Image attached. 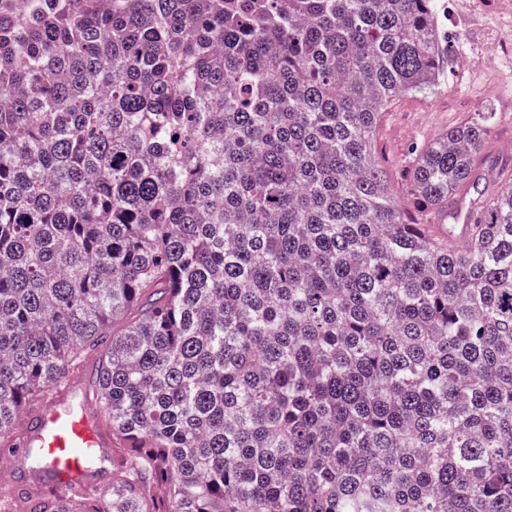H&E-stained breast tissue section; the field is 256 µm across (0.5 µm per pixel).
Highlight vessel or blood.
Returning <instances> with one entry per match:
<instances>
[{
	"mask_svg": "<svg viewBox=\"0 0 512 512\" xmlns=\"http://www.w3.org/2000/svg\"><path fill=\"white\" fill-rule=\"evenodd\" d=\"M18 464L34 474L49 472L57 491L89 482L105 463L112 439L86 401H65L61 389L50 388L34 416L17 435Z\"/></svg>",
	"mask_w": 512,
	"mask_h": 512,
	"instance_id": "b4317fda",
	"label": "vessel or blood"
}]
</instances>
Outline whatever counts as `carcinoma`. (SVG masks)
Masks as SVG:
<instances>
[{"label":"carcinoma","mask_w":512,"mask_h":512,"mask_svg":"<svg viewBox=\"0 0 512 512\" xmlns=\"http://www.w3.org/2000/svg\"><path fill=\"white\" fill-rule=\"evenodd\" d=\"M433 0H0V453L103 352L106 489L0 512H512V179L415 223L492 113L422 146Z\"/></svg>","instance_id":"obj_1"}]
</instances>
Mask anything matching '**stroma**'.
Wrapping results in <instances>:
<instances>
[{"instance_id":"35a3bbf8","label":"stroma","mask_w":512,"mask_h":512,"mask_svg":"<svg viewBox=\"0 0 512 512\" xmlns=\"http://www.w3.org/2000/svg\"><path fill=\"white\" fill-rule=\"evenodd\" d=\"M445 53L439 80L429 93L402 95L388 106L374 150L399 195L409 190L415 151L442 133L476 121L481 113L497 120L486 142L489 160L512 168V0H436Z\"/></svg>"}]
</instances>
